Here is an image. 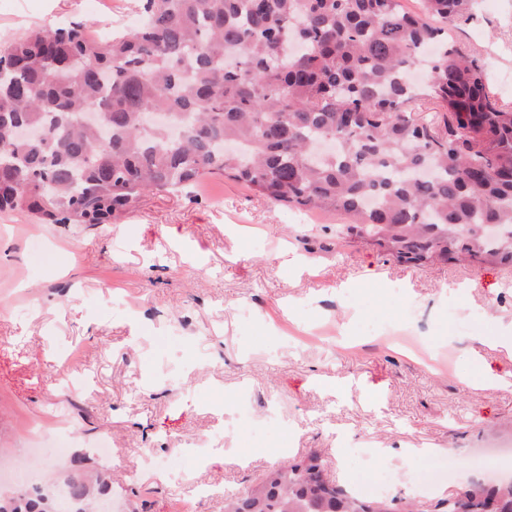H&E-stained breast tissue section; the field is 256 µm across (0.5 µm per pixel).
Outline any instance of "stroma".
Returning <instances> with one entry per match:
<instances>
[{"instance_id": "1", "label": "stroma", "mask_w": 512, "mask_h": 512, "mask_svg": "<svg viewBox=\"0 0 512 512\" xmlns=\"http://www.w3.org/2000/svg\"><path fill=\"white\" fill-rule=\"evenodd\" d=\"M140 0H0V39L47 25L137 22ZM512 103V0H474L453 31ZM314 273L280 263V251ZM405 287L403 297L389 290ZM438 345L418 358L368 323ZM512 326V267L400 262L351 218L275 204L220 174L153 193L114 223L0 213V460L36 449L53 495L103 472L111 512H224L280 456L318 451L327 480L421 512L457 488L470 452L512 439V386L468 389L479 365L512 372L483 339ZM85 375L81 390L65 387ZM108 439L110 462L93 452ZM420 449L385 466L346 454ZM153 472L131 475L139 454ZM211 495H202V488Z\"/></svg>"}]
</instances>
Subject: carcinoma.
<instances>
[{
	"mask_svg": "<svg viewBox=\"0 0 512 512\" xmlns=\"http://www.w3.org/2000/svg\"><path fill=\"white\" fill-rule=\"evenodd\" d=\"M469 2L143 0L141 24L109 38L74 22L0 39V211L111 224L149 193L220 173L277 204L350 216L407 263L511 266L512 104L453 45ZM18 125L42 136L21 141ZM69 488L86 512V484ZM463 488L437 506L512 512V483ZM0 512H55L54 498L24 511L0 500ZM224 512L387 506L325 481L310 452L224 497Z\"/></svg>",
	"mask_w": 512,
	"mask_h": 512,
	"instance_id": "1",
	"label": "carcinoma"
}]
</instances>
